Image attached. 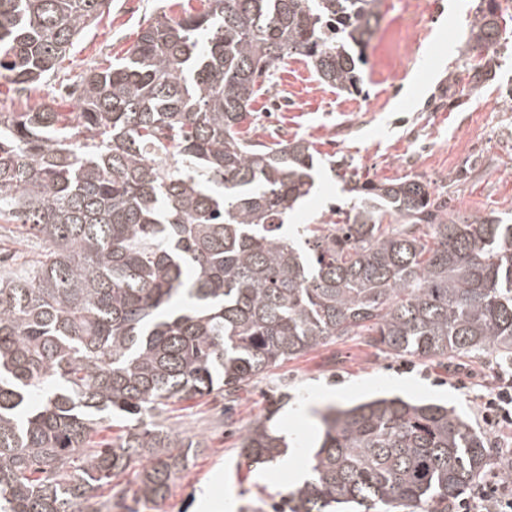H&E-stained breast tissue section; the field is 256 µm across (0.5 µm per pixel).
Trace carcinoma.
I'll return each mask as SVG.
<instances>
[{
  "instance_id": "1",
  "label": "carcinoma",
  "mask_w": 512,
  "mask_h": 512,
  "mask_svg": "<svg viewBox=\"0 0 512 512\" xmlns=\"http://www.w3.org/2000/svg\"><path fill=\"white\" fill-rule=\"evenodd\" d=\"M178 0L125 56L81 80L76 112L0 113V221L44 242L0 274V512H103L169 497L199 443L162 424L110 442L113 418L229 398L351 336L391 355L512 357V224L445 217L424 181L348 177L346 222L281 233L322 163L245 124L271 70L299 56L358 89L379 0ZM112 0H0V78L47 81ZM512 15L470 24V82L498 65ZM310 477L272 512H448L489 465L455 410L376 397L320 413ZM288 443L259 421L241 453ZM108 487L109 498L98 491Z\"/></svg>"
}]
</instances>
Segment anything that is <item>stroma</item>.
Masks as SVG:
<instances>
[{
    "mask_svg": "<svg viewBox=\"0 0 512 512\" xmlns=\"http://www.w3.org/2000/svg\"><path fill=\"white\" fill-rule=\"evenodd\" d=\"M480 2L380 0L358 91L336 92L321 85L302 58L285 59L252 104L253 138L302 137L362 178L427 181L450 216L512 220V36L488 81L473 88L453 84L467 76L470 22ZM164 11L175 16L180 9L174 0H112L110 12L82 34L47 83L18 91L0 79V112H25L52 99L61 111H75L66 87L123 55L146 19ZM351 202L335 172L326 169L289 221L341 223ZM495 380L487 353L448 365L388 356L356 337L315 347L252 380L234 402L206 397L171 405L161 423L199 446L165 503L157 509L142 505L138 512H193L203 490L218 504L232 498L233 512H266L306 479L309 452L321 433L317 412L376 395L453 407L488 448H499L475 400L481 385ZM302 407L310 418L290 419ZM266 418L289 448L277 462L255 464L240 448L247 430Z\"/></svg>",
    "mask_w": 512,
    "mask_h": 512,
    "instance_id": "stroma-1",
    "label": "stroma"
}]
</instances>
